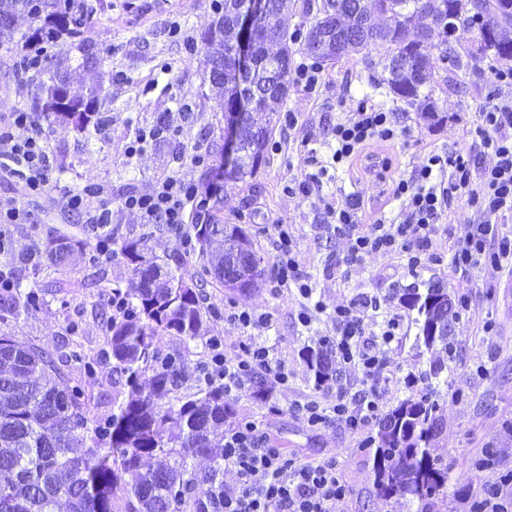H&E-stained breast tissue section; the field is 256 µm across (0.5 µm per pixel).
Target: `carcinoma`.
<instances>
[{
    "mask_svg": "<svg viewBox=\"0 0 512 512\" xmlns=\"http://www.w3.org/2000/svg\"><path fill=\"white\" fill-rule=\"evenodd\" d=\"M57 2L0 0V22L28 15L40 25L24 41L55 46L66 40L87 50V25L95 5L67 0V9L61 11ZM289 2L270 0L271 8L259 18L258 55L249 72L237 66L238 31L226 15L200 25L188 42L190 50L208 58L210 91L228 105L246 85H264L269 66L278 72L279 90L261 94L242 119L233 167L224 169V153L215 155L211 170L228 181H243L266 163L268 126L257 123L253 114L270 118L282 110L297 51L319 65L328 58L364 53L366 67L381 70L375 84L434 123L438 110L424 54L433 40H438L440 60L451 72L464 67L454 44L473 32L477 47L471 59L512 64V0H485L481 9L476 0H301L307 32L297 51V35L280 23ZM330 15L336 16V32L314 39L321 20ZM47 72L45 67L19 73L37 88L33 111L53 128L99 133L104 119L96 110L97 90L87 101L72 98L69 77L55 73L47 82ZM181 231L207 261L199 279L186 277L176 257L164 264L146 257L147 238H125L104 224L85 225L83 238L56 231L18 254L15 287L0 289V512H57L62 504L67 512H223L224 439L216 432L235 409L224 385L206 376L217 337L202 333L207 314L202 288L210 280L224 284V264L255 250L240 225L223 224L212 214L203 224L192 214ZM105 235L114 246L111 254H120L130 268L129 287L110 289L111 300L121 301L123 310L118 315L101 313L102 346L95 356L81 358L78 374L71 377L52 355L16 336L8 321L27 318L45 304V290L25 285L22 273L57 267L75 249L95 252ZM159 278L176 287H151ZM402 301L416 313V345L448 350V334L435 332L437 324L452 327L457 315L448 289L439 284L405 288ZM164 335L201 342L195 390L184 387L187 358L164 351ZM304 356L315 386L336 377L327 342L306 348ZM101 360L112 362L113 373L125 380L124 391L112 401L110 412L94 414L100 386L96 365ZM147 371L152 379L146 392L139 378ZM438 397L434 388L413 387L380 420L370 460L382 496L425 506L447 488L448 466L430 450L438 430ZM198 457L210 461L203 473L192 464ZM201 485L207 486L202 498L195 495Z\"/></svg>",
    "mask_w": 512,
    "mask_h": 512,
    "instance_id": "obj_1",
    "label": "carcinoma"
}]
</instances>
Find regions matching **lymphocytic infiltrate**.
<instances>
[{
	"mask_svg": "<svg viewBox=\"0 0 512 512\" xmlns=\"http://www.w3.org/2000/svg\"><path fill=\"white\" fill-rule=\"evenodd\" d=\"M495 80L508 94L481 114L479 125L480 147L483 154L493 158L492 166L477 169L469 154L430 153L425 164L396 182L393 194L402 202L404 217L394 224L359 227L355 199L341 203L324 200L323 222L342 225L348 234V261L379 252L404 257L409 269L423 267L430 236L459 193L476 203L485 220L454 249V267L467 270L486 262L499 266L512 261V239L500 236L494 223L496 217L512 215V69L497 71ZM330 134L331 159L340 167L370 143L396 138L397 128L389 109L363 98ZM57 162L35 113L21 110L0 115V180L19 184L17 196L0 200V288L14 285L12 228L32 223L30 205L45 196ZM205 204L194 180L175 169L146 193L129 192L116 199L99 183L67 192L60 211L80 214L89 224L111 223L113 214L120 212L136 216L143 224L177 226L185 223L190 212L203 210ZM274 231L278 255L273 283L278 288H296L304 299L312 300V308L304 309L298 317L302 326H309L313 311L321 310L322 304L312 299L313 287L294 256L287 225H275ZM378 307L376 299L364 296L336 307L332 315L336 357L340 363L360 367L364 387L355 392L339 390L331 404L317 399L297 404L296 413L309 426L336 421L359 431L376 417L377 386L387 369L385 348L401 329L395 316L386 317L378 329L369 328L363 313ZM215 351L213 366L224 380L226 394L238 393L251 370L272 375L278 385L288 383L287 373L269 346L248 344L237 358L227 356L220 345ZM224 467L233 470L237 478L236 489L224 494V512H334L337 501L346 495L335 462L312 466L288 460L267 447L264 433L255 424L225 431Z\"/></svg>",
	"mask_w": 512,
	"mask_h": 512,
	"instance_id": "1",
	"label": "lymphocytic infiltrate"
}]
</instances>
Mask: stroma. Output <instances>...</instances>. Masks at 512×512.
I'll return each mask as SVG.
<instances>
[{
    "instance_id": "stroma-1",
    "label": "stroma",
    "mask_w": 512,
    "mask_h": 512,
    "mask_svg": "<svg viewBox=\"0 0 512 512\" xmlns=\"http://www.w3.org/2000/svg\"><path fill=\"white\" fill-rule=\"evenodd\" d=\"M211 3L172 0L168 9L132 22L123 14L121 0H99L91 48L100 66L94 70L80 67V54L70 43L54 48L50 67L70 72L73 95L89 98L91 86L101 84L98 109L106 126L93 137L75 129L51 134V149L67 165L65 172L50 178L51 198L60 199L66 191L89 182L110 185L116 197L131 190L146 192L157 177L182 169L196 183L204 184L205 195L217 199L216 214L221 222L244 228L269 272L277 256L273 227L287 225L300 267L312 279L314 297L324 307L310 327H303L298 320L303 300L296 289L276 288L268 280L245 296L216 284L204 288V304L209 310L205 335L221 337L229 355L252 341L271 346L288 374L284 387L263 372L245 379L235 397L237 419L260 423L270 445L294 460H335L348 488L336 512H407L374 487L367 443L376 436L377 425L362 432L342 422L313 428L294 411L298 402L311 398L330 401L338 390L357 386L359 370L341 367L336 380L315 387L303 352L320 337L332 335L330 316L336 306L360 295L377 298L380 306L368 311L366 323L393 314L402 320L400 334L387 352L388 380L378 390V412L388 413L403 398L402 382L408 374L438 367L442 385L432 453L448 466V487L427 512H473L484 486L512 480V271L482 264L463 272L450 263L455 247L482 222V214L465 198H456L430 236L429 250L437 260L423 269L409 271L405 260L393 254L370 253L349 263L344 259L345 234L322 223L317 200L289 192L286 185L308 173L304 161L307 148L316 149L319 159H326L330 128L369 93L374 103L393 109L404 134L367 145L350 164L328 168L323 180L337 200L357 198L361 223L398 220L401 206L391 194V179L410 175L426 162L430 152L465 151L474 155L477 167L490 165V157L480 152L476 128L480 113L494 102L492 67L485 62L478 72L464 69L452 78L439 60L438 49L426 48L434 67V97L443 118L435 124L402 102L373 95V75L361 55L321 65V84L316 90L295 83L288 91L285 112L295 114L297 125L288 127L285 113L274 115L268 164L244 182L209 183L204 168L192 165L190 157L221 148L224 101L209 90L207 57L186 51L170 29L211 20ZM35 26V20L21 15L11 27L0 29V113L31 107L34 90L17 80L14 61L23 36ZM161 120L167 125L166 133L150 138V131ZM140 133L148 136L145 148L137 158L128 159L127 144ZM385 164L390 167L386 173L381 170ZM34 214V223L21 225L14 232L16 251H25L32 240L45 237L56 227L73 233L79 230L77 219L59 221L55 213L40 206ZM119 229L127 237L148 235L150 255L163 260L182 254L188 273L203 269L201 256L186 254L181 237L168 229L138 223L131 215L123 216ZM55 277L76 282V289L67 295L47 292L45 305L20 320L14 331L53 356H67L63 370L73 373L79 363L69 357L71 348L64 332L68 319L79 322L83 354L95 355L103 335L99 314L108 308V293L99 282L105 279L124 286L129 272L121 256L96 259L85 250L72 253L55 272L40 274L37 282L43 285ZM429 281L440 283L465 302L449 337L454 349L450 355L415 347L417 329L400 301V289ZM237 309L270 316L269 327L243 333L231 317ZM258 382L268 393L267 401L253 396Z\"/></svg>"
}]
</instances>
